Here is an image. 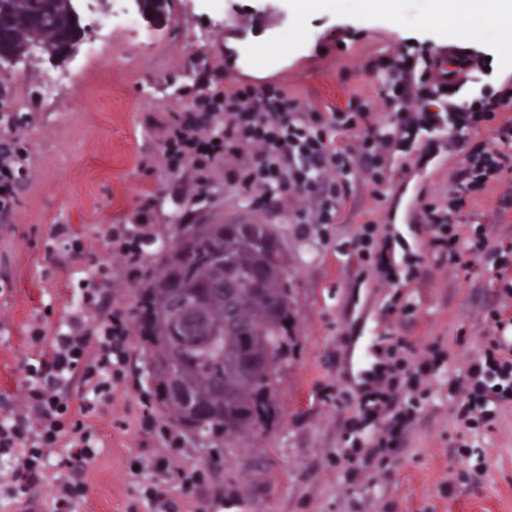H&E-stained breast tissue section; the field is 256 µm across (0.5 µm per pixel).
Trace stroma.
Instances as JSON below:
<instances>
[{
    "mask_svg": "<svg viewBox=\"0 0 512 512\" xmlns=\"http://www.w3.org/2000/svg\"><path fill=\"white\" fill-rule=\"evenodd\" d=\"M112 16L111 34L99 22ZM249 14L278 27L302 28L289 46L282 72H243L226 39ZM83 43L71 59L54 65L33 59L0 69V125L24 154L13 199L0 208V399L25 408V370L48 360L54 339L72 315L84 314L88 330L113 309L130 312L140 277L130 276L112 252L105 231L136 223L148 212L154 239L143 245L149 269L180 224H222L242 218L271 225L288 257L291 346L267 392L264 429L231 443L184 436L152 409L149 379L137 338L128 344L125 377L113 383L96 410L79 375L64 391L71 418L95 442L96 455L80 474L68 456L70 437L54 448L41 482L13 494L9 462L0 459V512H57L56 484L79 476L84 496L69 512H155L140 497L139 482L167 458L162 488L168 512H512V403L501 406L483 448L484 472L461 461L453 444L457 426L451 381L493 338L512 343V172L466 202L455 223L482 226L490 250L457 264L428 248L420 218L423 197L445 192L465 163L463 151L439 152L426 166L414 158L394 161L382 186L358 157L333 224L311 234L296 217L300 198L254 203L242 185L212 171L211 192L195 201L183 189L197 172L192 164L169 171L160 161V130L174 114L200 111L207 85L229 89L275 83L303 111L337 112L360 99L371 123L393 111L380 94L376 61L405 46L440 55L451 47L469 57L468 68L448 87L460 104L481 88H512V46L494 36L468 42L448 26L412 14L401 20L374 13H325L310 0H169L167 22L155 29L129 0L102 9L86 0ZM101 46L90 56L89 44ZM489 60L482 68L481 60ZM67 81L46 92L54 73ZM392 234L391 259L424 251L420 273L398 291L378 285L352 242L362 225ZM84 245L75 253L72 242ZM104 271L100 311L87 310L85 285ZM398 303H391L392 294ZM405 339L414 358L441 343L448 363L431 376L405 449L387 463L358 466L344 454L359 398L390 339ZM143 465L132 476L131 461ZM200 483L184 489L181 471Z\"/></svg>",
    "mask_w": 512,
    "mask_h": 512,
    "instance_id": "obj_1",
    "label": "stroma"
}]
</instances>
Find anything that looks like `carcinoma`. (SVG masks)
I'll list each match as a JSON object with an SVG mask.
<instances>
[{"instance_id":"carcinoma-1","label":"carcinoma","mask_w":512,"mask_h":512,"mask_svg":"<svg viewBox=\"0 0 512 512\" xmlns=\"http://www.w3.org/2000/svg\"><path fill=\"white\" fill-rule=\"evenodd\" d=\"M184 240L191 241V250L181 257L170 252L162 255L138 291L132 308L134 331L148 362L153 316L168 307L173 289L187 284L200 289L198 294L187 297L196 323L192 339L185 341V348L179 352L178 367L182 379L191 382L207 401L208 413L187 429L182 423L191 416L175 397L162 399L155 393L154 405L169 427L200 437H234L235 425L248 430L262 425L267 415V384L260 373L240 370L236 338L225 337L219 351L211 349L210 332L224 326L225 308L224 293L211 290V281L218 275L243 289L235 309L239 323L249 327L254 336L248 355L256 361L279 360L288 349L289 339L288 280L284 279L287 261L278 263L271 258L273 250L281 252L283 247L268 224H250L245 233L235 230L232 224H188L174 244ZM219 246L224 248L228 265L218 271L213 253ZM221 385L230 390L214 394Z\"/></svg>"}]
</instances>
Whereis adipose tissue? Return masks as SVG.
Here are the masks:
<instances>
[{"instance_id": "1", "label": "adipose tissue", "mask_w": 512, "mask_h": 512, "mask_svg": "<svg viewBox=\"0 0 512 512\" xmlns=\"http://www.w3.org/2000/svg\"><path fill=\"white\" fill-rule=\"evenodd\" d=\"M411 4L437 24H453L467 40L483 38L491 25L512 28V0H317L316 6L328 12L374 10L397 17Z\"/></svg>"}]
</instances>
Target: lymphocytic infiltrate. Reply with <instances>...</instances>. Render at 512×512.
I'll return each instance as SVG.
<instances>
[{"mask_svg":"<svg viewBox=\"0 0 512 512\" xmlns=\"http://www.w3.org/2000/svg\"><path fill=\"white\" fill-rule=\"evenodd\" d=\"M433 60L422 53L399 52L381 58L377 77L386 100L394 107L390 121L380 128L367 125L370 106L357 100L347 110L324 117L305 112L288 99L281 87L268 84L259 88L242 86L233 90H212L211 103L221 111L209 118H175L161 130L162 157L170 169L184 162L195 164L200 173L186 193L191 199L208 195V171L223 166L225 180L256 192L259 199L304 197L307 206L297 218L301 224H329L342 199V185L353 170L354 156L371 163L374 185L385 182L389 161L416 155L418 162H429L439 141L449 151L466 143L467 136L487 124H495V141L469 145L467 165L454 177L448 190L424 204L421 215L429 224L433 251L457 255L477 253L487 248L482 229L462 234L452 221L466 200L482 194L499 180L512 163V122L500 120L503 107L512 104V95L486 89L478 97L455 107L441 105L447 85L438 83L432 71ZM359 131L353 152L331 148L330 130ZM155 235L153 225L139 223L113 227L109 233L112 251L124 262L130 274H137L142 246ZM354 246L367 262L379 285L395 288L415 277L425 262L421 252L409 253L403 268L390 259V239L377 225H363ZM129 328L126 316L113 311L104 316L95 332H88L81 316H72L66 333L55 341L51 364L29 366L25 385L27 409L0 417V450H14L13 473L26 484L37 482L61 436L77 431L69 416V404L61 389L68 374L82 372L94 394H102L123 373ZM441 346H430L425 357L413 361L403 341L387 348L359 403L352 429L367 423L377 430L366 439L352 441L349 460L372 462L399 453L402 440L416 418V403L428 389L429 378L447 363ZM501 387L512 389V343L492 341L455 381L458 395L454 417L460 426L474 431L491 424L493 389L489 377Z\"/></svg>","mask_w":512,"mask_h":512,"instance_id":"f902f5d3","label":"lymphocytic infiltrate"}]
</instances>
